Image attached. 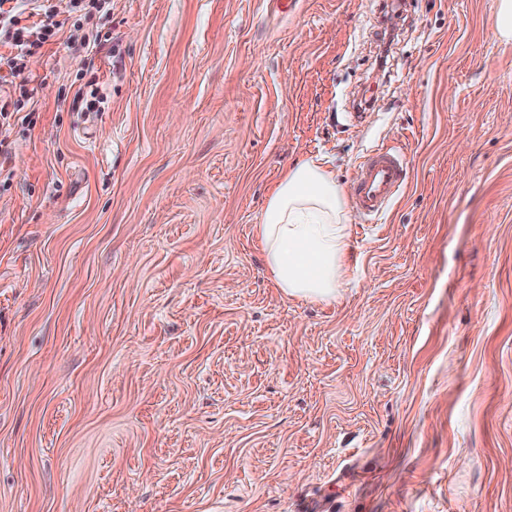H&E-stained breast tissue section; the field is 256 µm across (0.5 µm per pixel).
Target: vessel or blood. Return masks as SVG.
Listing matches in <instances>:
<instances>
[{
	"label": "vessel or blood",
	"instance_id": "b4317fda",
	"mask_svg": "<svg viewBox=\"0 0 512 512\" xmlns=\"http://www.w3.org/2000/svg\"><path fill=\"white\" fill-rule=\"evenodd\" d=\"M405 179V157L400 148L381 146L372 150L356 170L357 207L365 215L379 216Z\"/></svg>",
	"mask_w": 512,
	"mask_h": 512
}]
</instances>
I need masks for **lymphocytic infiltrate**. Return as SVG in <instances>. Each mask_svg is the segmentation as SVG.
Returning a JSON list of instances; mask_svg holds the SVG:
<instances>
[{"instance_id": "f902f5d3", "label": "lymphocytic infiltrate", "mask_w": 512, "mask_h": 512, "mask_svg": "<svg viewBox=\"0 0 512 512\" xmlns=\"http://www.w3.org/2000/svg\"><path fill=\"white\" fill-rule=\"evenodd\" d=\"M112 0H0V158L10 159L9 134L18 123L32 124L24 107L29 100L27 63L70 23L110 16Z\"/></svg>"}]
</instances>
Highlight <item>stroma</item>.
<instances>
[{
	"mask_svg": "<svg viewBox=\"0 0 512 512\" xmlns=\"http://www.w3.org/2000/svg\"><path fill=\"white\" fill-rule=\"evenodd\" d=\"M112 0L30 58L0 191V512H512V41L497 0ZM97 78L86 108L81 73ZM407 178L285 296L288 168ZM495 30L500 38L512 40V0H497ZM405 157L398 147H378L364 157L355 174L357 207L366 215L382 214L406 179Z\"/></svg>",
	"mask_w": 512,
	"mask_h": 512,
	"instance_id": "obj_1",
	"label": "stroma"
}]
</instances>
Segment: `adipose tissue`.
Listing matches in <instances>:
<instances>
[{"mask_svg": "<svg viewBox=\"0 0 512 512\" xmlns=\"http://www.w3.org/2000/svg\"><path fill=\"white\" fill-rule=\"evenodd\" d=\"M352 215L319 162L289 169L271 193L258 234L271 278L290 297L335 300L344 282Z\"/></svg>", "mask_w": 512, "mask_h": 512, "instance_id": "ef3b65f1", "label": "adipose tissue"}]
</instances>
